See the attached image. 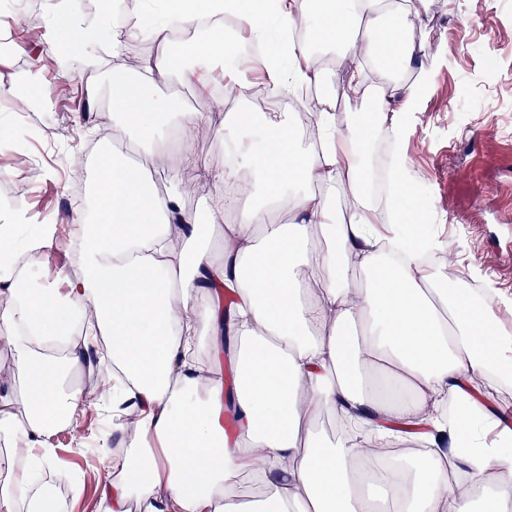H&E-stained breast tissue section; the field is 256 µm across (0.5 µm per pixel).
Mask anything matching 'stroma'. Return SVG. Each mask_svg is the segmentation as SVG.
Instances as JSON below:
<instances>
[{"label": "stroma", "instance_id": "obj_1", "mask_svg": "<svg viewBox=\"0 0 512 512\" xmlns=\"http://www.w3.org/2000/svg\"><path fill=\"white\" fill-rule=\"evenodd\" d=\"M54 0H25L23 14L0 9L15 50L0 52V155L12 156L20 133L10 105L28 98L29 119L61 112L55 97L57 74L41 68L44 55L57 53L70 37L66 26L42 27ZM416 46L427 69L423 91L412 112L403 116L397 149L376 143L366 158L371 168L391 164L394 153L408 159L416 183L415 205L427 230L447 244L456 270L454 285L479 284L500 303L493 316L512 334V0H430L417 22ZM494 63H487V55ZM68 127L52 143L36 142L0 177V218L26 214L19 239L39 224L75 221L90 210L89 191L72 194L64 160L76 158L94 181L97 150L85 130L100 123L98 113L73 110ZM54 445L72 451L78 463L94 467L100 482L114 479L101 438L124 447L126 434L103 416L79 415L74 425L58 423Z\"/></svg>", "mask_w": 512, "mask_h": 512}]
</instances>
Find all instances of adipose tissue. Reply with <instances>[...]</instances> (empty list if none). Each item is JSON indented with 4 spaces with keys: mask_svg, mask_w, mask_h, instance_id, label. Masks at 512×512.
I'll use <instances>...</instances> for the list:
<instances>
[{
    "mask_svg": "<svg viewBox=\"0 0 512 512\" xmlns=\"http://www.w3.org/2000/svg\"><path fill=\"white\" fill-rule=\"evenodd\" d=\"M429 2L167 0L184 30L205 13L237 19L234 37L216 29L177 46L148 15L117 26L104 11L68 24L83 53L76 79L89 89L100 81L101 35L116 55L135 38L160 42L163 54L135 83L113 87L110 114L146 139L170 115L191 137L203 113L175 111L155 91L175 59L220 61L233 42L261 39L270 95L317 84L333 64L344 88L368 97V67L423 72L405 28ZM225 125L259 131L261 141L238 140L233 161L217 166L201 165L184 143L136 161L97 156L92 209L78 214L71 241L80 272L64 287L28 275L53 245L55 225L22 243L13 226H0V256L24 254L0 279V334L30 407L17 424L14 388L0 386V512H55L39 473L72 480L43 436L81 410L73 375L89 344L75 337L88 314L141 414L138 440L109 460L118 478L103 486L101 512H130L134 499L143 512H507L512 421L500 418L491 390L512 383V338L492 317L496 295L442 284L421 263L447 245L409 209L408 182L395 180L385 202L370 198L363 158L376 140L401 138L397 114L379 104L342 129L322 110L320 145L308 151L277 112H230ZM184 166L203 169L208 223L183 209L177 187L161 192L147 181ZM245 171L249 190L226 195ZM333 189L353 196L348 211L331 200ZM204 333L210 351L201 357ZM226 361L236 372L230 390ZM229 415L237 418L231 435ZM325 416L351 432L325 443ZM410 443L421 454L358 479L366 446ZM243 477L258 495L238 493Z\"/></svg>",
    "mask_w": 512,
    "mask_h": 512,
    "instance_id": "obj_1",
    "label": "adipose tissue"
}]
</instances>
